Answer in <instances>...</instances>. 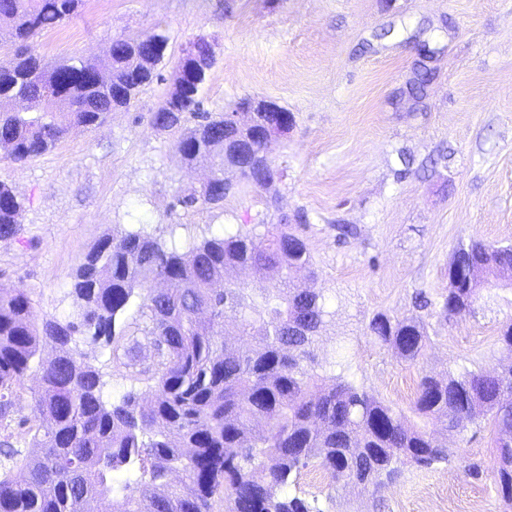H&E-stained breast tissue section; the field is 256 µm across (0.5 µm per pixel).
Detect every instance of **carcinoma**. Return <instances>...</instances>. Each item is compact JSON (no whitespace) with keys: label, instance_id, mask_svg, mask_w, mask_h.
Wrapping results in <instances>:
<instances>
[{"label":"carcinoma","instance_id":"carcinoma-1","mask_svg":"<svg viewBox=\"0 0 512 512\" xmlns=\"http://www.w3.org/2000/svg\"><path fill=\"white\" fill-rule=\"evenodd\" d=\"M83 0H0V45L13 49L0 62V100L26 98L40 112L0 110V157L25 164L53 147L72 125L97 127L128 107L157 77L164 57L150 43L169 42L153 29L112 40L104 58L47 65L30 40L79 13ZM204 71L184 76L149 113L148 125L177 132L174 147L185 164L211 172L199 190L178 195L184 208L219 206L243 182L267 190L280 176L266 145L250 129L224 131L227 113L207 112L200 94L215 64L199 45ZM430 70L417 69L407 94L422 99ZM197 119L182 130L186 116ZM23 200L0 183V239L18 232ZM232 267L272 271L269 287L212 288ZM481 268L476 280H448L446 319L470 311L489 279H512V245L459 244L448 273ZM310 277V252L285 224L262 233L225 232L183 243L160 241L140 230L112 232L78 266L72 294L79 320H44L32 314L25 288H0V423L12 420V396L28 372L39 375L28 427L35 451L3 442L0 455L25 470L21 481L0 466V512H213L222 493L225 512H318L305 498L284 492L294 475L315 463L340 489L378 493L398 476V465L429 468L448 460L436 430L452 434L482 419L495 429V485L512 505V362L501 371H466L421 377L413 406L417 420L375 395L343 381L320 389L312 365L331 312L313 288L292 285L294 272ZM140 297V317L129 342L113 349L147 382L144 397L129 392L107 402L102 375L79 357L76 339L112 343L118 316ZM234 315L244 346L226 337ZM370 334L402 358L416 361L430 336L420 317L385 313ZM51 347L53 357L41 358ZM149 349L147 358L141 357ZM262 424L265 433L253 434ZM173 470L178 484L168 481Z\"/></svg>","mask_w":512,"mask_h":512}]
</instances>
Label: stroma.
Masks as SVG:
<instances>
[{
	"label": "stroma",
	"instance_id": "1",
	"mask_svg": "<svg viewBox=\"0 0 512 512\" xmlns=\"http://www.w3.org/2000/svg\"><path fill=\"white\" fill-rule=\"evenodd\" d=\"M157 24L168 55L128 109L99 128H72L28 163L0 160V182L24 202L18 234L0 240V287L29 289L36 320H72L75 272L113 226L184 240L254 232L301 212L305 223L289 229L305 240L318 278L301 272L295 284L320 289L336 317L319 341L336 358L317 369L325 382L408 414L421 376L505 363L499 334L512 320V288L483 291L474 312L450 320L441 306L458 243H512V0H106L37 36L33 49L50 64L102 56L116 37ZM199 34L216 51L206 110L264 99L295 125L271 143L282 172L271 191L243 185L222 207L184 210L177 195L206 171L185 166L174 135L152 130L147 116ZM423 45L431 58H420ZM421 62L432 80L413 106L401 93ZM379 312L422 315L432 338L422 359L404 360L370 335ZM77 349L102 372L106 398L144 392L105 342L82 338ZM492 438L490 421L467 425L448 437V461L403 467L377 501L335 491L316 465L288 491L318 512H506ZM472 463L480 477L468 475Z\"/></svg>",
	"mask_w": 512,
	"mask_h": 512
}]
</instances>
